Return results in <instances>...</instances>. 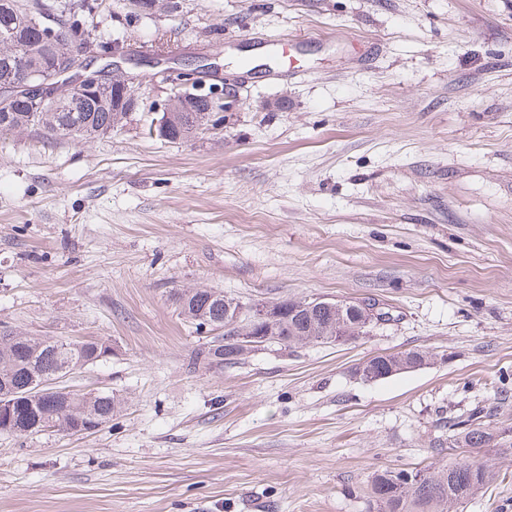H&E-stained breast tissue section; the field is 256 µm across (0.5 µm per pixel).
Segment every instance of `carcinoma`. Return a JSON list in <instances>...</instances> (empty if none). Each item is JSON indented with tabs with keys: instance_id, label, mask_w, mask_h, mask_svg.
Here are the masks:
<instances>
[{
	"instance_id": "1",
	"label": "carcinoma",
	"mask_w": 512,
	"mask_h": 512,
	"mask_svg": "<svg viewBox=\"0 0 512 512\" xmlns=\"http://www.w3.org/2000/svg\"><path fill=\"white\" fill-rule=\"evenodd\" d=\"M98 0H0V84L16 69L15 47L28 46L30 73L41 75L58 59L55 39L37 40L33 34L35 22L47 28L61 27L73 43L92 44L94 40L86 18L98 9ZM126 116L115 111L112 92H102L84 101L73 112L68 99L42 107L17 106L10 112H0V133L21 134L38 131L48 139L72 143H88L110 132ZM209 112H172L169 141L187 140L203 131L215 128ZM227 297L213 288H185L176 293L180 315L192 324L202 325V319L224 329V344L208 351L207 359L216 365H233L255 350L239 340L248 335L249 323L239 318L231 326L234 314H226ZM301 300L287 298L278 301L284 324L281 344L292 347L307 344H333L355 340L369 334L371 326L343 313L323 309L308 313L300 309ZM69 340L52 336H22L0 338V378L13 388L29 384L33 378L54 372L66 356L74 365L88 364L87 352L67 350ZM432 356L419 350L377 355L362 363L363 370L372 375L393 376L430 363ZM121 402L105 393H72L67 409L37 399L16 404L14 411L18 435L29 430L39 433L52 428L64 429L76 418L89 412L110 422ZM479 412L461 421L463 430L448 435L450 447L483 448L498 442V435L488 431L480 422ZM495 476L486 462L464 459L452 465L431 464L424 469H385L372 476L369 484V512H450L452 506L466 501L488 484Z\"/></svg>"
}]
</instances>
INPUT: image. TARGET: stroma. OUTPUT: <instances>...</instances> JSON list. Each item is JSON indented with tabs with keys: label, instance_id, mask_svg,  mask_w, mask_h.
Here are the masks:
<instances>
[{
	"label": "stroma",
	"instance_id": "1",
	"mask_svg": "<svg viewBox=\"0 0 512 512\" xmlns=\"http://www.w3.org/2000/svg\"><path fill=\"white\" fill-rule=\"evenodd\" d=\"M177 2L100 0L94 35L139 76L206 64L239 94L221 127L151 135L158 79L93 142L0 136V334L110 342L65 384L124 401L90 433L0 434V512H368L374 471L460 458L450 419L512 437V0ZM189 286L391 319L220 367ZM468 455L496 478L454 512H512V448ZM431 359L432 356L428 352L419 350H408L404 352L377 355L359 364L355 369V373L357 369L364 366L363 370L368 371L374 377L377 376L378 373L388 375L386 377L378 376L373 379L377 381L381 378V380H383L405 371L408 372L415 370L414 368L416 367L430 363ZM372 375H369V378H372Z\"/></svg>",
	"mask_w": 512,
	"mask_h": 512
}]
</instances>
